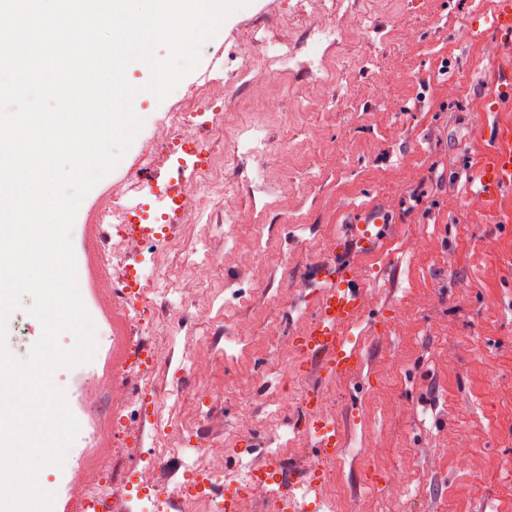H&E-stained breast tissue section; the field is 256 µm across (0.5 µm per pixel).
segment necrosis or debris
<instances>
[{"instance_id":"necrosis-or-debris-1","label":"necrosis or debris","mask_w":512,"mask_h":512,"mask_svg":"<svg viewBox=\"0 0 512 512\" xmlns=\"http://www.w3.org/2000/svg\"><path fill=\"white\" fill-rule=\"evenodd\" d=\"M238 144L237 128L224 121V109L212 87L193 91L185 106L168 112L162 123L153 131L152 150L142 151L137 169L153 167L159 159V149L175 154L183 152L191 156L204 154L211 163L199 168L195 178L178 186L173 198L181 206L183 221L195 223L205 209L210 193V179L215 172L214 162L220 159V143ZM143 207H134L122 201L115 193L108 194L91 209L86 221L90 224H117L125 233L112 243L110 251H88V265L95 280L117 278L121 286L112 295L109 317L112 322V366L104 382L112 394L110 417L112 426L124 429L130 426L133 413L148 412L153 395L150 386L155 369L166 363L168 346L160 342L141 353L123 335V326L130 320H138L150 331H162L175 335L179 329L174 318H158L153 308L151 293H171L173 276L162 262H155L150 272L139 271L138 262L127 247L128 236L137 234L143 221ZM223 480L242 508H249L258 499H265L267 512H288V495L278 490L275 483L265 478H255L247 473L231 476L221 469H205L189 463L186 478L178 495L189 512H224L223 504L214 501L210 490L213 480Z\"/></svg>"}]
</instances>
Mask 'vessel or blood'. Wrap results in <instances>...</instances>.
Here are the masks:
<instances>
[{
    "instance_id": "vessel-or-blood-1",
    "label": "vessel or blood",
    "mask_w": 512,
    "mask_h": 512,
    "mask_svg": "<svg viewBox=\"0 0 512 512\" xmlns=\"http://www.w3.org/2000/svg\"><path fill=\"white\" fill-rule=\"evenodd\" d=\"M484 27L499 40L512 42V0H499L492 15L485 17ZM492 137L495 148L471 180L467 203L472 207L493 205L503 192L512 191V124L496 126ZM322 276L326 284L315 316L300 338V351L305 366L337 376L351 372L359 363L357 352L346 346V333L364 310L368 291L350 264L328 266ZM304 406L310 415L307 430L319 456L337 455L342 449L341 436L335 423L316 417V392L305 394Z\"/></svg>"
}]
</instances>
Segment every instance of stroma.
I'll return each instance as SVG.
<instances>
[{
	"instance_id": "1",
	"label": "stroma",
	"mask_w": 512,
	"mask_h": 512,
	"mask_svg": "<svg viewBox=\"0 0 512 512\" xmlns=\"http://www.w3.org/2000/svg\"><path fill=\"white\" fill-rule=\"evenodd\" d=\"M498 0H251L231 13L216 39L220 66L195 69L164 100L144 97V128L113 172V188L134 197L139 182L165 183L177 164L129 174L152 140L151 126L195 88L219 85L224 112L258 134L269 163L226 148L225 192L209 195L204 222L211 253L223 259L208 289L180 278L185 297L208 296L205 310L175 309L155 297L158 314L178 313L171 358L152 388L161 418L193 424L195 447L226 449L229 473L264 468L288 443V465L308 490L301 512H512V193L487 210L468 207L470 180L488 158V128L512 124V94L496 93V73L512 70V44L475 36L479 15ZM335 27V42L315 47L314 22ZM281 49L290 68L247 83L239 70ZM284 106L266 111L269 98ZM240 227L227 235V215ZM385 214L384 232L366 247L338 249L352 223ZM352 263L369 289V310L351 329L361 357L346 379L305 372L296 345L320 295L313 273L335 260ZM79 293L98 322L93 359L57 369L53 381L75 395L80 438L56 477L51 512H69L75 477L96 478L98 457L113 463L120 489L142 451L106 430L112 362L104 311L112 287L81 279ZM249 339L230 346L238 325ZM199 368L186 364L197 341ZM219 390L200 400L198 383ZM184 391L171 397L175 385ZM330 392L343 449L335 481L317 484L303 470L313 446L303 395ZM287 390L288 404L278 393ZM471 445L469 467L448 456L454 440ZM400 472L393 485L391 472Z\"/></svg>"
}]
</instances>
